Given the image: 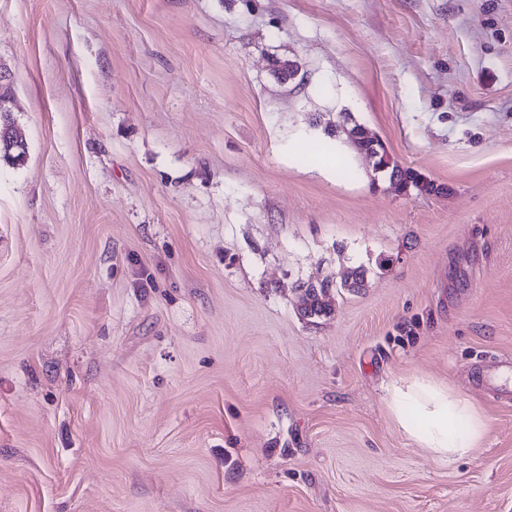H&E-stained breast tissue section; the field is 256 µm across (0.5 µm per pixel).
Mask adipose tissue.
Here are the masks:
<instances>
[{"label":"adipose tissue","mask_w":512,"mask_h":512,"mask_svg":"<svg viewBox=\"0 0 512 512\" xmlns=\"http://www.w3.org/2000/svg\"><path fill=\"white\" fill-rule=\"evenodd\" d=\"M385 401L405 435L442 461L470 456L486 434L485 421L473 401L426 377L391 383Z\"/></svg>","instance_id":"obj_1"}]
</instances>
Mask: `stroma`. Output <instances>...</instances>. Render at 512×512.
Masks as SVG:
<instances>
[{
	"mask_svg": "<svg viewBox=\"0 0 512 512\" xmlns=\"http://www.w3.org/2000/svg\"><path fill=\"white\" fill-rule=\"evenodd\" d=\"M1 68L0 512H512V0H0ZM413 376L469 457L390 417ZM385 401L405 435L439 460L466 458L485 437L486 424L473 401L430 378L391 383Z\"/></svg>",
	"mask_w": 512,
	"mask_h": 512,
	"instance_id": "obj_1",
	"label": "stroma"
}]
</instances>
